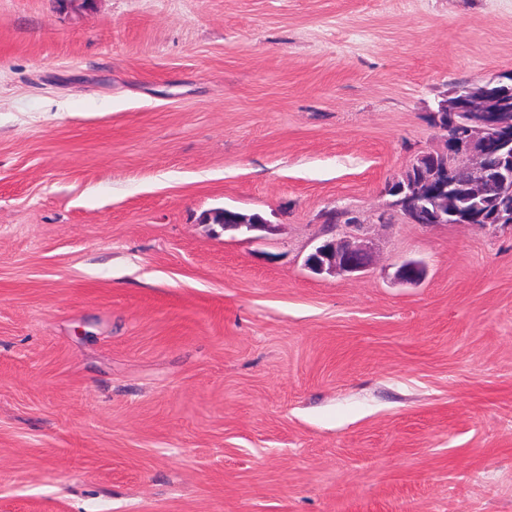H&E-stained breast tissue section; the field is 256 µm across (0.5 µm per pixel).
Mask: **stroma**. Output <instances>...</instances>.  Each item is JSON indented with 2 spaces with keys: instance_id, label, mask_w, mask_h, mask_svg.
I'll return each instance as SVG.
<instances>
[{
  "instance_id": "stroma-1",
  "label": "stroma",
  "mask_w": 512,
  "mask_h": 512,
  "mask_svg": "<svg viewBox=\"0 0 512 512\" xmlns=\"http://www.w3.org/2000/svg\"><path fill=\"white\" fill-rule=\"evenodd\" d=\"M508 72L512 0H0V512H512V224L385 193ZM385 192L387 195L395 197L393 201L390 202V205L396 209H402L404 213L401 211L403 215H405L406 220L411 224H420V225H435V224H459L458 221L454 220V217L457 216L455 210H448V202L446 201L445 209L439 211L438 219L435 221V224H423L418 218V212L421 209V206L418 204L415 206L416 211H410L403 208V200L402 195L405 193V185L401 183V179H396L391 184H388L385 188ZM369 265L366 248L352 243L347 236L323 241L305 259L306 268L317 275L354 276ZM427 275V265L418 259H406L398 267L395 278L403 284L416 285Z\"/></svg>"
}]
</instances>
